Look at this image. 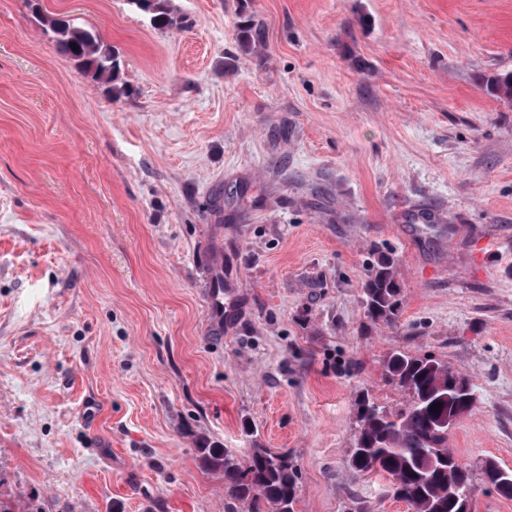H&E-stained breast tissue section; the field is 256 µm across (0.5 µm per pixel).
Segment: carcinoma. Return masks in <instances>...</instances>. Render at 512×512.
<instances>
[{
    "instance_id": "obj_1",
    "label": "carcinoma",
    "mask_w": 512,
    "mask_h": 512,
    "mask_svg": "<svg viewBox=\"0 0 512 512\" xmlns=\"http://www.w3.org/2000/svg\"><path fill=\"white\" fill-rule=\"evenodd\" d=\"M134 7L147 14L152 26L173 23L165 0H135ZM56 41L91 79L109 85L115 94L120 84L121 59L100 34L72 19L48 18ZM78 50H73L72 46ZM362 291L371 321L391 325L399 317L402 288L396 277L395 259L383 255L364 281ZM449 366L428 357L392 353L385 371L392 384L412 395L411 403L390 414L367 397L358 401V434L349 467L356 473L387 475L394 496L412 512H464L471 498V471L448 448V429L471 409L473 401L463 380L448 383ZM436 411H430L434 404ZM201 465L224 478V493L245 507V512H295L297 468L292 458L265 448H254L247 460L212 444L199 441ZM484 481L498 494L512 497V469L485 462Z\"/></svg>"
}]
</instances>
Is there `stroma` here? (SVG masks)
Instances as JSON below:
<instances>
[{
  "label": "stroma",
  "mask_w": 512,
  "mask_h": 512,
  "mask_svg": "<svg viewBox=\"0 0 512 512\" xmlns=\"http://www.w3.org/2000/svg\"><path fill=\"white\" fill-rule=\"evenodd\" d=\"M0 0V501L234 512L196 454L288 453L295 512H410L348 465L383 362L448 363L472 512L512 469V0ZM119 52L114 95L44 17ZM258 23L250 50L241 29ZM396 259L403 307L362 283ZM223 293H215L216 278ZM137 10L147 14L150 23L155 28H164L173 23V19L165 6L166 0H127ZM135 2V4H132ZM362 291L371 321L384 325H391L396 321L403 297L393 257L382 255L378 259L364 281ZM482 475L485 483L499 495L512 497V469H504L496 462L487 460L483 466Z\"/></svg>",
  "instance_id": "stroma-1"
}]
</instances>
